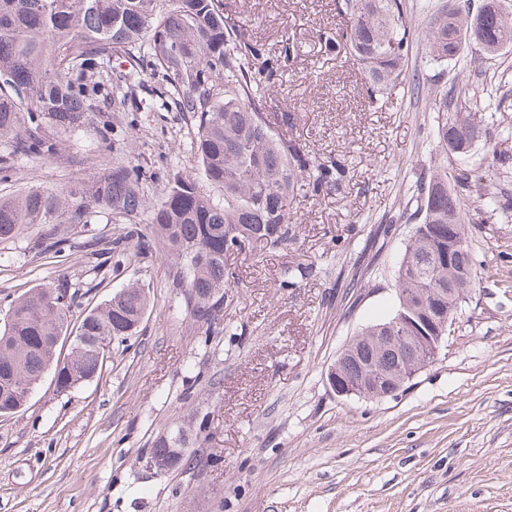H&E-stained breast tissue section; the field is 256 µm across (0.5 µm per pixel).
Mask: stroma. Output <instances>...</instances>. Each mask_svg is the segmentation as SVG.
<instances>
[{
	"label": "stroma",
	"instance_id": "35a3bbf8",
	"mask_svg": "<svg viewBox=\"0 0 512 512\" xmlns=\"http://www.w3.org/2000/svg\"><path fill=\"white\" fill-rule=\"evenodd\" d=\"M224 4L273 51L297 42L269 110L298 113L293 134L311 153L348 158L347 189L298 197L288 246L227 257L233 332L210 341L172 288L161 247L102 267L85 251L90 239L125 236L124 220L62 225L72 249L59 264L40 253L45 226L0 241V319L45 284L76 292L75 318L132 283L150 297L138 333L112 344L100 375L66 393L44 377L19 412L0 417V512H512V49L438 62L414 48L406 82L372 107L357 66L315 49L320 28L344 24L335 0ZM431 76L491 88L501 110L484 178L501 205L488 215L476 192L464 195L475 281L437 359L396 396L340 397L327 382L337 355L396 303L437 126L420 85ZM105 129L143 165L149 203L195 165L176 113L117 112L107 101L56 155L21 160L26 182L53 189L91 175ZM388 223L393 233L378 238ZM372 243L380 253L365 272L358 256ZM299 264L308 276L283 286ZM358 271L361 288L351 285ZM183 423L196 435L192 466L152 468L154 438Z\"/></svg>",
	"mask_w": 512,
	"mask_h": 512
}]
</instances>
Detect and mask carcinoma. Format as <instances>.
I'll return each mask as SVG.
<instances>
[{
    "label": "carcinoma",
    "instance_id": "cac0c4a2",
    "mask_svg": "<svg viewBox=\"0 0 512 512\" xmlns=\"http://www.w3.org/2000/svg\"><path fill=\"white\" fill-rule=\"evenodd\" d=\"M503 4L482 0L473 12L463 0L418 34L402 0H336V13L348 23L320 29L318 44L357 65L374 107L406 80L405 64L417 44L439 62L457 60L471 46L477 55L511 48L512 16ZM295 51L290 43L284 57L271 55L245 24L224 14L222 0H0V140L12 141L0 156V182L20 180L19 156H53L57 136L79 130L100 98L110 96L125 108L144 71L162 100L136 110L181 113L197 162V172H176L150 206L142 165L117 140L108 141L105 167L90 178L60 191L28 185L14 196L0 195V240L14 238L25 224H92L102 213L122 218L133 227L98 254L124 256L133 239L135 258L162 246L174 260L172 287L186 314L205 326V340L230 332L224 302L232 272L224 257L242 251L261 256L295 240L297 191L312 197L339 192L350 178L346 160L312 155L297 138L274 129L266 88L276 83L281 59ZM429 91L441 113L431 147L435 159L416 185L418 223L397 270V304L388 319L358 334L355 354L338 355L349 381L359 380L375 356L378 329L422 311L437 288L452 289L458 301L472 288L468 245L448 251V236L467 241L463 193L476 184L485 209L499 206L473 152L487 142L499 106L488 92L469 105L456 85ZM450 153L468 159L453 187ZM73 305L74 295L47 285L10 304L0 324V417L16 413L48 373L60 393L101 374L105 347L135 335L150 302L137 285L119 289L81 317L70 352L61 357L58 342L67 336ZM424 366L405 339L387 345L378 359L387 372ZM191 438L178 427L155 440L153 457L183 467L191 461L185 453Z\"/></svg>",
    "mask_w": 512,
    "mask_h": 512
}]
</instances>
